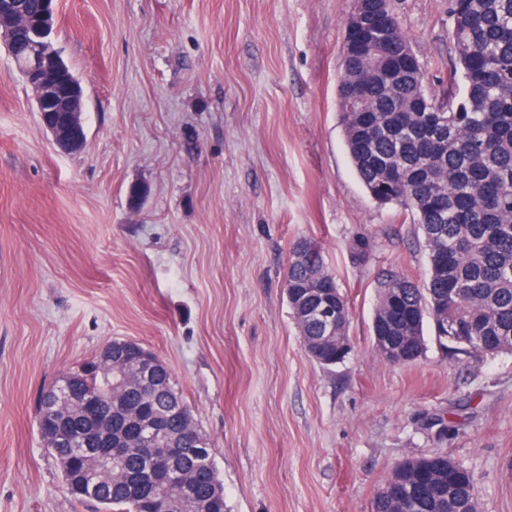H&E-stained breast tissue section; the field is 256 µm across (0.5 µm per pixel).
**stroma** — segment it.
<instances>
[{
	"instance_id": "obj_1",
	"label": "stroma",
	"mask_w": 512,
	"mask_h": 512,
	"mask_svg": "<svg viewBox=\"0 0 512 512\" xmlns=\"http://www.w3.org/2000/svg\"><path fill=\"white\" fill-rule=\"evenodd\" d=\"M350 6L55 0L84 91L72 154L0 44V512H95L35 411L115 339L169 367L228 512H371L394 465L432 453L472 472L480 512H512V353L455 355L429 329L410 365L373 347L378 278L428 265L412 216L376 204L345 149ZM393 9L437 90L456 64L449 0ZM301 238L351 306L352 352L330 367L307 357L285 293Z\"/></svg>"
}]
</instances>
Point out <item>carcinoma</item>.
Wrapping results in <instances>:
<instances>
[{
	"instance_id": "carcinoma-1",
	"label": "carcinoma",
	"mask_w": 512,
	"mask_h": 512,
	"mask_svg": "<svg viewBox=\"0 0 512 512\" xmlns=\"http://www.w3.org/2000/svg\"><path fill=\"white\" fill-rule=\"evenodd\" d=\"M364 23L377 8L386 25L377 37H345L340 101L355 99L360 108L342 113L349 158L371 199L412 215L427 251L428 277L420 284L396 271L378 282L373 324L410 342L406 363L423 354L424 320L448 322V349L459 353H512V0H450L452 40L463 90L456 83L427 93L418 64L397 14L384 0H353ZM448 244V264L438 249ZM285 284L288 304L300 335H324L315 315L318 305L343 297L336 273L326 266L312 241L293 243ZM119 356L112 378L92 360L69 372L72 401L64 410L42 393L37 427L51 436L46 450L61 465L70 494L94 503L101 512H227L224 496L210 493L217 472L214 457L202 464L185 453L179 465L188 471L192 494L186 506L181 490L150 486L134 493L128 474L147 460L129 451L123 469L107 479H83L91 468L78 448H98L105 456L129 444L137 424L160 419L169 442L193 447L196 424L190 406L169 369L149 391L128 380L126 367L137 363L144 346L113 341ZM430 468L396 465L372 504V512H402L397 501L409 486L425 485L431 496L424 512H479L470 471L440 455Z\"/></svg>"
}]
</instances>
